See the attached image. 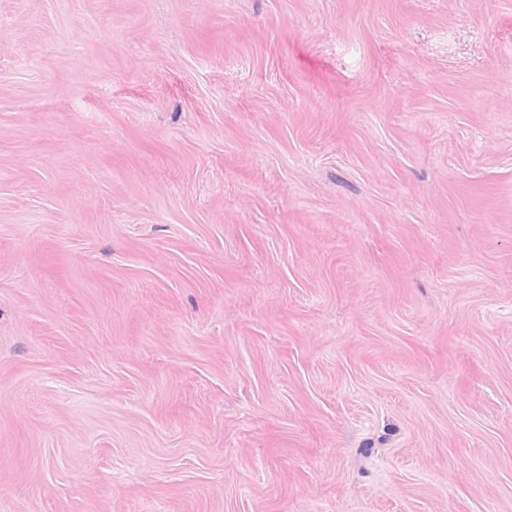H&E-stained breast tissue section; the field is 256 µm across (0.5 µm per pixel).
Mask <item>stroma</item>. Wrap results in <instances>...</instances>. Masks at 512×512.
<instances>
[{
  "mask_svg": "<svg viewBox=\"0 0 512 512\" xmlns=\"http://www.w3.org/2000/svg\"><path fill=\"white\" fill-rule=\"evenodd\" d=\"M0 512H512V0H0Z\"/></svg>",
  "mask_w": 512,
  "mask_h": 512,
  "instance_id": "stroma-1",
  "label": "stroma"
}]
</instances>
